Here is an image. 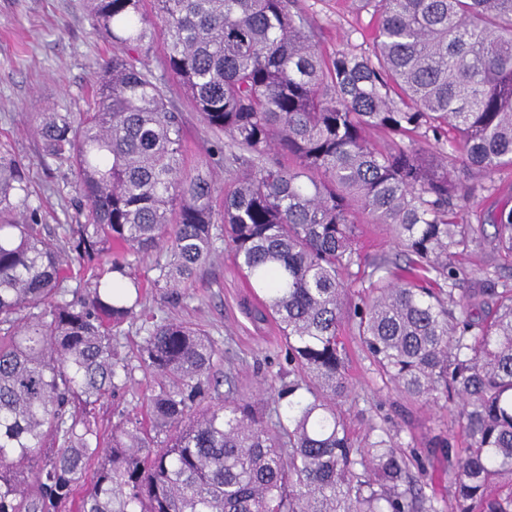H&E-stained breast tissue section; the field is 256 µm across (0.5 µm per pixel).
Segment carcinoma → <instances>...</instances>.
I'll use <instances>...</instances> for the list:
<instances>
[{
  "mask_svg": "<svg viewBox=\"0 0 512 512\" xmlns=\"http://www.w3.org/2000/svg\"><path fill=\"white\" fill-rule=\"evenodd\" d=\"M152 3L149 17L143 0H86L112 57L84 110L39 116L83 223L39 224L29 170L0 144V512H435L398 435L352 443L345 320L403 398L463 401L467 446L442 443L451 512H512V288L486 271L455 296L456 259L483 233L461 212L512 168V0H364L371 47L331 59L299 0ZM171 79L224 134L234 185L206 160L187 166ZM359 214L391 227L406 265H371L354 303ZM218 216L253 320L279 324L299 374L272 411L232 392L211 404L222 348L138 311L130 256L166 249L153 286L180 304ZM489 222L512 261L509 202ZM71 253L109 277L69 289ZM138 319L134 363L117 329ZM137 370L145 411L106 440L96 405Z\"/></svg>",
  "mask_w": 512,
  "mask_h": 512,
  "instance_id": "carcinoma-1",
  "label": "carcinoma"
}]
</instances>
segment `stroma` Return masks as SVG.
Segmentation results:
<instances>
[{"label":"stroma","mask_w":512,"mask_h":512,"mask_svg":"<svg viewBox=\"0 0 512 512\" xmlns=\"http://www.w3.org/2000/svg\"><path fill=\"white\" fill-rule=\"evenodd\" d=\"M302 4L315 24L323 53L329 57L361 44V31L372 26L370 14L361 10L358 0H302ZM91 29L83 0H0V143L28 166L40 219L51 228L79 223L82 217L70 205L76 189L69 164L42 155L34 133L36 115L75 112L83 107L102 63L112 55L111 45L92 36ZM172 98L182 111L188 162L196 164L217 135L200 122L180 88H173ZM494 181L495 190L483 193L477 206L464 211L466 223L485 229L481 245L458 260L468 273L461 286L465 292L478 286L484 271L494 269L503 283L512 286V270L504 268L492 243L494 227L486 218L488 211L512 197V169L497 173ZM359 243L368 259H384L395 268L405 264L386 225H360ZM164 257V252L156 251L133 260V270L144 288L142 310L206 330L224 351L221 374L232 376L242 395L259 398L265 385H281L285 361L279 327L272 321L258 325L251 319V294L224 242H217L211 260L187 284L186 298L177 308L169 307L151 285L156 276L154 266ZM345 364L353 391L342 411L355 438L364 440L379 426L396 433L403 451L424 460V470L417 476L424 495L433 500L438 512H450L448 461L433 452L432 446L435 438L441 437L455 447H465L460 402L407 401L385 386L365 352L351 341L346 344ZM135 379L129 392L115 394L98 405L103 431H110L119 414L132 415L139 410L149 380L140 373Z\"/></svg>","instance_id":"1"}]
</instances>
